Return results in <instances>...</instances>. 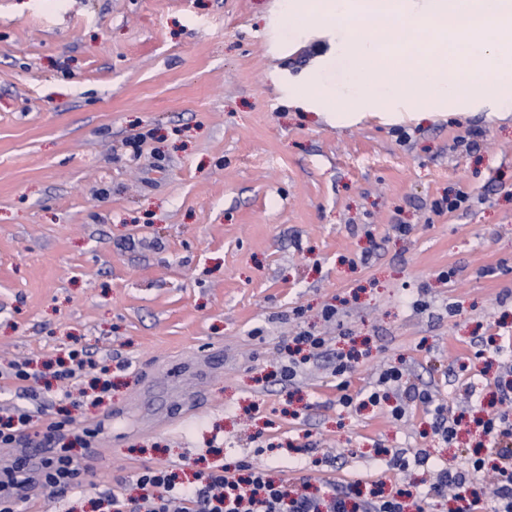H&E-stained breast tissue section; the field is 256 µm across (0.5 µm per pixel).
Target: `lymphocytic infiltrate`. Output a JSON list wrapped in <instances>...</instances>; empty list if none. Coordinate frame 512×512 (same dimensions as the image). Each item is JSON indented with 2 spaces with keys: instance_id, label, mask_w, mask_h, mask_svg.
I'll return each instance as SVG.
<instances>
[{
  "instance_id": "obj_1",
  "label": "lymphocytic infiltrate",
  "mask_w": 512,
  "mask_h": 512,
  "mask_svg": "<svg viewBox=\"0 0 512 512\" xmlns=\"http://www.w3.org/2000/svg\"><path fill=\"white\" fill-rule=\"evenodd\" d=\"M404 374L388 366L380 376L384 386L405 387L409 399L433 408L440 418L436 434L445 442L457 436L456 422L443 421L442 406L436 405L430 391L404 386ZM500 398L491 403L480 421L488 448L498 462L492 471L496 489L492 501H485L479 489H472L455 512H512V384H498ZM74 444L67 441L51 449L48 456L25 455L0 467V512H16L22 487H44L58 494L84 491L81 471L72 455ZM143 490L135 499L106 495L111 512H404L397 496L351 502L348 492L332 486L314 495L297 486L273 480L266 467L238 463L213 466L198 484L177 482L172 471L157 468L144 471L138 478Z\"/></svg>"
}]
</instances>
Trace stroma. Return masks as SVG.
<instances>
[{"label": "stroma", "mask_w": 512, "mask_h": 512, "mask_svg": "<svg viewBox=\"0 0 512 512\" xmlns=\"http://www.w3.org/2000/svg\"><path fill=\"white\" fill-rule=\"evenodd\" d=\"M280 0H0V361L76 348L109 366L74 450L83 495L17 512H98L149 468L216 464L354 497L426 493L427 451L465 469L399 396L346 408L388 363L472 417L512 354V108L365 114L336 124L284 98L312 71L345 89L337 32L281 29ZM477 131L476 149L453 150ZM466 207L436 212L448 191ZM336 315L325 319L326 308ZM326 339L295 378L284 348ZM498 336L503 354L485 351ZM366 356L336 387V355ZM59 420L44 383L0 379V406Z\"/></svg>", "instance_id": "stroma-1"}]
</instances>
